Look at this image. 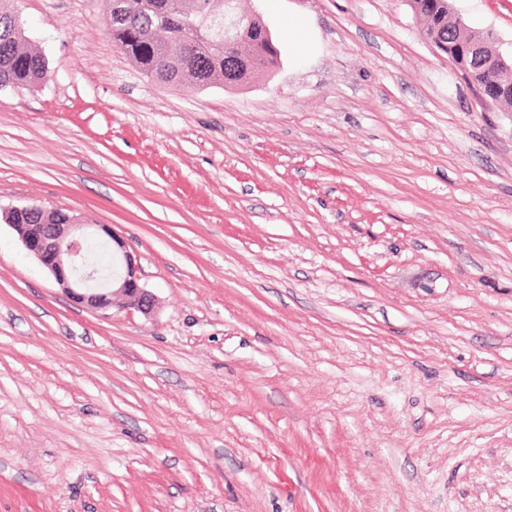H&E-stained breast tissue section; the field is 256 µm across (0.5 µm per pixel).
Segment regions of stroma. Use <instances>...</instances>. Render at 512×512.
Returning a JSON list of instances; mask_svg holds the SVG:
<instances>
[{
	"instance_id": "35a3bbf8",
	"label": "stroma",
	"mask_w": 512,
	"mask_h": 512,
	"mask_svg": "<svg viewBox=\"0 0 512 512\" xmlns=\"http://www.w3.org/2000/svg\"><path fill=\"white\" fill-rule=\"evenodd\" d=\"M451 4L512 49V0ZM13 5L49 73L0 87V208L110 225L159 305L0 219V512H512V112L406 0H239L280 60L206 88L108 0ZM26 207L13 206L8 210V215L16 211L14 220L25 224L9 223V218L6 221L28 253L40 262L63 291L79 304L98 311L110 309L113 297L118 295L124 299L127 307L145 315L153 312L156 298L141 285L140 268L135 256L126 249L125 242L116 238L107 224H96L95 230H89L90 224H82L81 217L71 210H67V220V216L61 212L53 211L46 215L38 206L32 205L29 210ZM91 238L105 240L110 245L112 260L108 248L103 250L97 241L88 243ZM86 245L88 258L100 269L110 270L113 258L117 263L119 271L103 286L96 285L97 269L82 261ZM92 246H98L100 250L93 252Z\"/></svg>"
}]
</instances>
